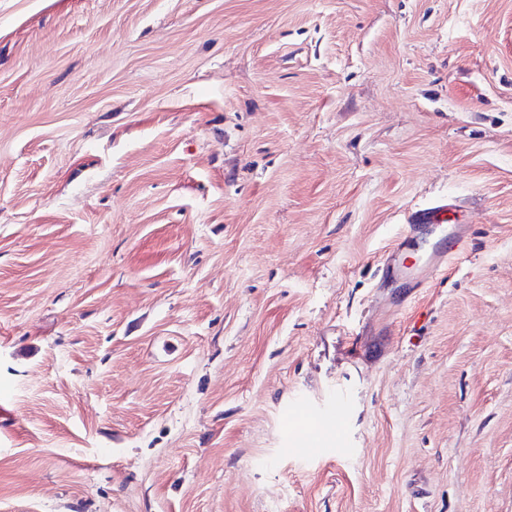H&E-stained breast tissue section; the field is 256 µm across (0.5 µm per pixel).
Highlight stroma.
I'll use <instances>...</instances> for the list:
<instances>
[{
    "label": "stroma",
    "mask_w": 512,
    "mask_h": 512,
    "mask_svg": "<svg viewBox=\"0 0 512 512\" xmlns=\"http://www.w3.org/2000/svg\"><path fill=\"white\" fill-rule=\"evenodd\" d=\"M0 512H512V0H0ZM448 211V204L437 205L425 210L415 211L411 214L412 229L423 232L427 229L429 224H444L447 222L446 214ZM466 234V229L462 225H454L447 237L442 239L440 244H436L432 253L424 263V269L428 274L438 271L447 261L456 243L462 241ZM387 270L389 275L396 279L407 283H418L417 275H413L412 266H408L403 258V253L393 251L388 256ZM289 431L293 436L304 435L307 437L318 436L322 430V423L316 412L304 407H299L287 418Z\"/></svg>",
    "instance_id": "35a3bbf8"
}]
</instances>
